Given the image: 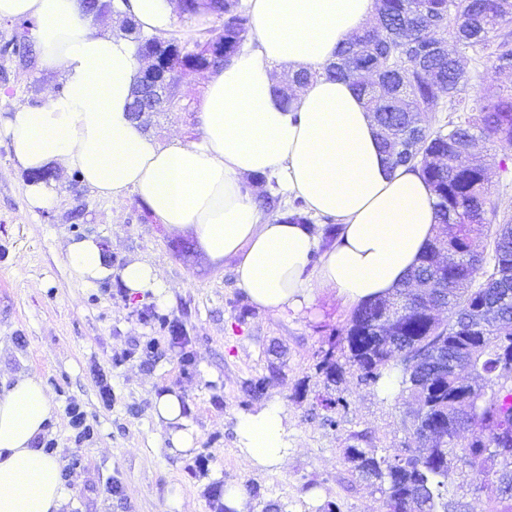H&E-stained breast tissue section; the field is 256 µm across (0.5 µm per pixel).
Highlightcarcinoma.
<instances>
[{"mask_svg": "<svg viewBox=\"0 0 512 512\" xmlns=\"http://www.w3.org/2000/svg\"><path fill=\"white\" fill-rule=\"evenodd\" d=\"M374 25L355 34L337 53L327 73L352 82L374 113L380 147L392 164L418 170L436 198L438 224H458L459 234L448 242L457 261L448 265V282L423 292L416 282L431 280V254L441 244L434 236L429 249L391 295L358 307L337 342L320 361L327 384L343 380L345 363L361 381L379 386L400 370L399 395L417 401L412 435L425 430L447 435L445 448H406L393 455L376 448L345 449L358 475L383 495L385 512H449L448 478L457 472L479 488L492 482L512 483V381L502 365L512 362V218L493 225L483 241L470 226L487 221L490 205L488 175L480 165L458 166L455 152L478 137L512 144V92L491 86L474 100L460 96L464 71L458 56L428 51L434 32L448 24L463 47L486 46L488 34L512 19V0H376ZM210 13L224 23V56L208 62L222 68L248 39L249 17L238 0H191L188 16ZM140 53L159 35H145L136 26L126 32ZM497 72L512 70V41L505 38L491 53ZM441 96L456 112L477 117L432 125L414 123L413 113L426 114ZM407 313L395 326L381 323L394 301ZM448 310V323L432 321L435 307ZM497 318L488 326L474 322L487 310ZM436 350L448 360L470 368L472 381L458 371L430 374L429 358ZM417 361L420 374L400 368L401 356ZM472 431L462 442L460 431Z\"/></svg>", "mask_w": 512, "mask_h": 512, "instance_id": "obj_1", "label": "carcinoma"}]
</instances>
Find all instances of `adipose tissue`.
<instances>
[{
	"mask_svg": "<svg viewBox=\"0 0 512 512\" xmlns=\"http://www.w3.org/2000/svg\"><path fill=\"white\" fill-rule=\"evenodd\" d=\"M114 5L148 34L175 25V0ZM244 5L255 48L207 73L193 137L175 132L163 142L129 110L144 66L130 40L101 33L82 0H0V20H36L39 59L62 83L37 105L0 92V134L16 167L35 176L26 188L30 206L54 203V185L36 178L49 167L111 201L135 193L167 229L193 231L211 258L236 259L246 299L272 315L299 314L323 292L351 306L392 294L435 235V199L418 172L392 166L381 151L373 114L352 83L325 74L337 49L367 25L375 0ZM300 70L310 81L294 83ZM259 176L308 214L334 220L332 245L310 225L261 207L245 188ZM66 254L78 281L115 277L128 297L162 309L175 302L174 285L148 259L113 267L93 237L69 242ZM51 417L38 374L16 376L0 391V512H69L59 458L36 446ZM153 417L173 453L193 448L179 391L154 395ZM237 435L250 469L287 464L288 416L279 401L241 416Z\"/></svg>",
	"mask_w": 512,
	"mask_h": 512,
	"instance_id": "obj_1",
	"label": "adipose tissue"
}]
</instances>
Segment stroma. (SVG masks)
Listing matches in <instances>:
<instances>
[{"label":"stroma","instance_id":"35a3bbf8","mask_svg":"<svg viewBox=\"0 0 512 512\" xmlns=\"http://www.w3.org/2000/svg\"><path fill=\"white\" fill-rule=\"evenodd\" d=\"M35 20L0 21V91L40 103L59 88L55 71L36 54L18 58L6 45L30 35ZM472 97L487 85L512 89V72H494L485 49H463ZM185 111L154 113L148 133L172 127L193 131L200 119L202 89L181 79ZM489 177L498 216H512V145L479 140L474 151ZM26 174L14 167L9 142L0 137V380L22 371L44 380L55 418L48 438L60 462L81 461L71 473L70 512H165L171 485H179L187 512H212L209 490L242 484L249 512H321L313 491L334 501L338 512H381L382 495L353 472L345 457L351 445L394 453L415 446L409 404L361 382L355 370L326 386L318 370L323 351L353 313L335 294H319L303 314L274 316L258 311L237 285L235 260L211 259L190 232L159 224L136 195L115 202L98 197L77 176L56 178L57 202L35 209L25 192ZM83 209L73 219L75 209ZM95 237L110 249L114 264L148 258L177 284L164 314L189 338L190 362L167 348V331L152 319L155 305L128 299L119 281L88 286L75 280L65 243ZM155 343L148 356L132 355L136 344ZM267 378L266 388L251 384ZM112 386L103 401L100 379ZM181 392L197 434L187 454L168 450L166 429L152 414L155 393ZM334 399L328 408L324 399ZM288 415L286 468L273 473L247 469L238 449L236 423L268 401ZM78 404L94 427L75 441L65 411ZM209 465L191 472L199 456Z\"/></svg>","mask_w":512,"mask_h":512}]
</instances>
